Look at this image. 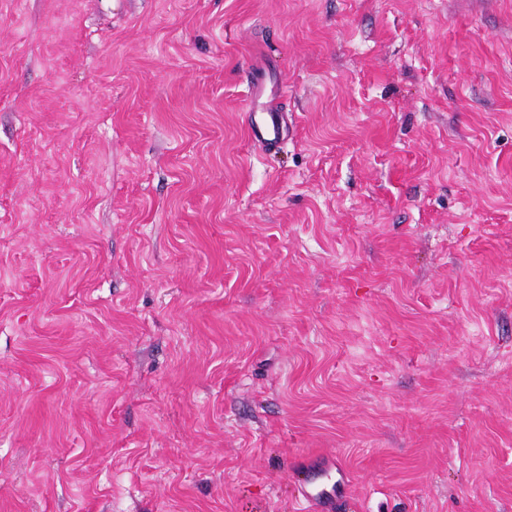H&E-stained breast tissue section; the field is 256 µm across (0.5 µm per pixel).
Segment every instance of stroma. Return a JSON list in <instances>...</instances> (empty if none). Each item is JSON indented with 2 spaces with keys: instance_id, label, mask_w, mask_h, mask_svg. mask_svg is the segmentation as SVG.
Segmentation results:
<instances>
[{
  "instance_id": "obj_1",
  "label": "stroma",
  "mask_w": 512,
  "mask_h": 512,
  "mask_svg": "<svg viewBox=\"0 0 512 512\" xmlns=\"http://www.w3.org/2000/svg\"><path fill=\"white\" fill-rule=\"evenodd\" d=\"M314 479L512 512V0H0V512ZM261 106L264 108L257 114L262 115L253 117L249 135L254 142L268 148L277 142L280 135V109H278V103L274 101L263 103Z\"/></svg>"
}]
</instances>
